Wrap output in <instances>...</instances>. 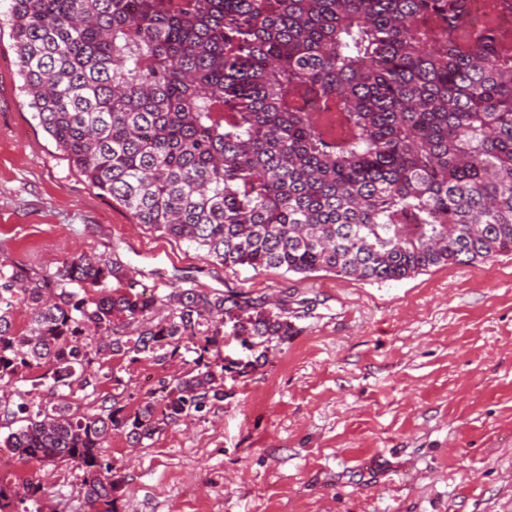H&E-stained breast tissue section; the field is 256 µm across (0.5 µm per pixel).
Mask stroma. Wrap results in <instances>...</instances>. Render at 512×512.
Segmentation results:
<instances>
[{
    "mask_svg": "<svg viewBox=\"0 0 512 512\" xmlns=\"http://www.w3.org/2000/svg\"><path fill=\"white\" fill-rule=\"evenodd\" d=\"M21 84L0 19V264L116 253L148 289L283 302L295 327L202 416L139 445L112 434L118 512H512V252L399 281L224 267L93 189ZM184 369L129 365L124 405ZM0 472L39 482L40 512H85L74 466L2 452Z\"/></svg>",
    "mask_w": 512,
    "mask_h": 512,
    "instance_id": "1",
    "label": "stroma"
}]
</instances>
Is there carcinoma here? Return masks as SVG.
<instances>
[{"label": "carcinoma", "instance_id": "obj_1", "mask_svg": "<svg viewBox=\"0 0 512 512\" xmlns=\"http://www.w3.org/2000/svg\"><path fill=\"white\" fill-rule=\"evenodd\" d=\"M495 4L478 35L465 0H10L6 21L33 118L138 223L226 267L399 281L512 251V31ZM293 333L283 304L148 296L115 253L1 264L0 449L77 467L89 512H117L108 438L140 444L223 400L224 336L258 361ZM124 359L187 370L132 412L117 394L73 406L119 389ZM41 365L46 401L22 388ZM40 492L0 475V512Z\"/></svg>", "mask_w": 512, "mask_h": 512}]
</instances>
